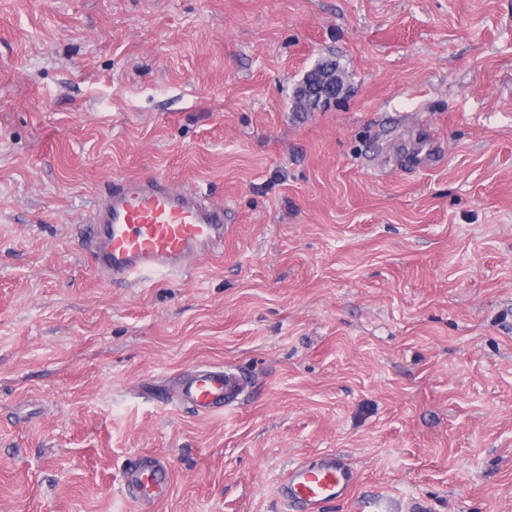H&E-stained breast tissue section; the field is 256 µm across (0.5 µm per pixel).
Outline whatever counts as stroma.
Returning a JSON list of instances; mask_svg holds the SVG:
<instances>
[{
	"label": "stroma",
	"mask_w": 512,
	"mask_h": 512,
	"mask_svg": "<svg viewBox=\"0 0 512 512\" xmlns=\"http://www.w3.org/2000/svg\"><path fill=\"white\" fill-rule=\"evenodd\" d=\"M151 172L224 253L104 285L84 226ZM225 364L233 409L170 403ZM323 453L512 512V0H0V512H139L145 454L155 512H286ZM316 69L310 71L303 84L299 87L300 90L303 89L301 98L309 103L328 102L336 99L343 90V87L338 82L334 85L328 80L317 77H313L308 81ZM122 482L125 492L134 502L158 500L167 494L170 471L163 459L140 456L126 467Z\"/></svg>",
	"instance_id": "stroma-1"
}]
</instances>
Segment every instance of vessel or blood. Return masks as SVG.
<instances>
[{"instance_id": "b4317fda", "label": "vessel or blood", "mask_w": 512, "mask_h": 512, "mask_svg": "<svg viewBox=\"0 0 512 512\" xmlns=\"http://www.w3.org/2000/svg\"><path fill=\"white\" fill-rule=\"evenodd\" d=\"M95 270L113 284L141 281L149 274L183 273L191 258L224 252V209L197 194L171 186L152 173L113 184L92 211ZM246 386L231 367L199 369L177 383L173 397L196 413L213 414L239 404ZM123 487L136 502L166 496L167 463L155 456L133 459L123 472ZM289 512H324L328 503L354 497L356 479L349 464L334 454L289 468L281 484ZM359 512H431L428 502L377 498Z\"/></svg>"}]
</instances>
